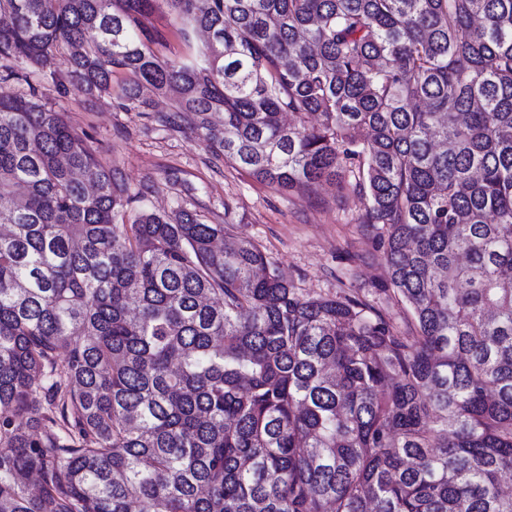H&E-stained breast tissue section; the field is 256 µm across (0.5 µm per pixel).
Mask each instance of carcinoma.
<instances>
[{
	"label": "carcinoma",
	"mask_w": 512,
	"mask_h": 512,
	"mask_svg": "<svg viewBox=\"0 0 512 512\" xmlns=\"http://www.w3.org/2000/svg\"><path fill=\"white\" fill-rule=\"evenodd\" d=\"M159 1L198 56H156ZM0 13V79L29 84L0 97V512H512V0ZM61 53L88 97L175 95L159 120L261 183L360 196L404 326L134 208L31 84Z\"/></svg>",
	"instance_id": "obj_1"
}]
</instances>
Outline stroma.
<instances>
[{
	"label": "stroma",
	"mask_w": 512,
	"mask_h": 512,
	"mask_svg": "<svg viewBox=\"0 0 512 512\" xmlns=\"http://www.w3.org/2000/svg\"><path fill=\"white\" fill-rule=\"evenodd\" d=\"M146 24L158 33L153 49L165 59L188 57L206 42L199 32L183 41L162 2ZM67 69L66 57H57L55 79L41 86L45 100L59 104L77 132L94 138L102 162L120 170L131 192L143 193L142 208H184L206 223L226 224L234 237L259 244L299 293L350 291L402 321V305L384 292L388 274L376 230L357 221L358 196L329 183L307 194L260 184L197 138L158 123L157 115L171 110V98H156L147 113L128 111L114 94L87 99L65 82Z\"/></svg>",
	"instance_id": "stroma-1"
}]
</instances>
